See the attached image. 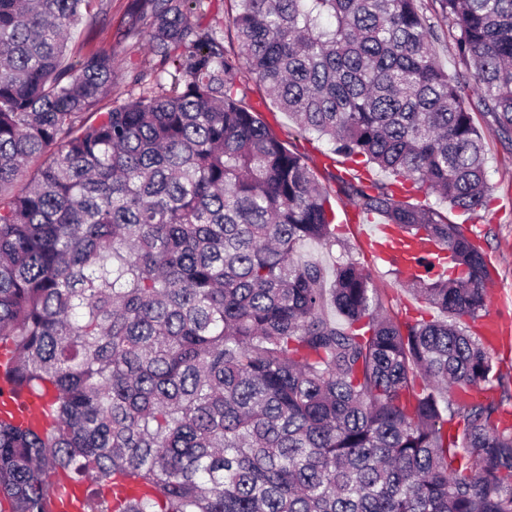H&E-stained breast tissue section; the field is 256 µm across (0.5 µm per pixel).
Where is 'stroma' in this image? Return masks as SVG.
Segmentation results:
<instances>
[{"label":"stroma","instance_id":"stroma-1","mask_svg":"<svg viewBox=\"0 0 512 512\" xmlns=\"http://www.w3.org/2000/svg\"><path fill=\"white\" fill-rule=\"evenodd\" d=\"M131 0H91L90 13L71 45L72 59L79 60L102 49H113L116 72L114 96L123 98L134 88L137 75H148L159 70L158 57L151 55L142 40L129 34ZM251 103L262 119L290 150L304 154L320 180L336 174L348 173L350 165L341 156L332 154L328 142L314 133L298 130L287 113L281 112L264 90L251 88ZM475 123L482 130L487 158V178L494 187L491 209L478 218H467L459 212L448 217L463 225L467 234L478 237L495 268V286L489 291V313L501 322L512 325V149L488 130L482 115H475ZM339 227L341 245L332 253H325L319 245L305 244L303 252L320 260L324 267L333 261L352 260L368 270L388 313L404 320L418 316L423 304L399 281L382 260L366 253L361 243L359 213L354 200L342 195L330 198Z\"/></svg>","mask_w":512,"mask_h":512}]
</instances>
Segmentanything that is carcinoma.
<instances>
[{"label":"carcinoma","instance_id":"carcinoma-1","mask_svg":"<svg viewBox=\"0 0 512 512\" xmlns=\"http://www.w3.org/2000/svg\"><path fill=\"white\" fill-rule=\"evenodd\" d=\"M132 0L164 71L112 98V49L70 42L90 0H0V512H49V478L145 488L119 512H512V378L467 321L492 270L444 211H487V118L512 146V0ZM232 46L224 47V35ZM450 46L460 68L438 61ZM389 182L334 175L360 215L425 236L459 271L407 286L400 321L341 244L332 189L247 101ZM475 100L464 104L465 89ZM83 512H113L89 491ZM209 3V0H205L204 10L206 15L202 20L203 26L225 27V18L234 9V2L230 0H223V2L213 1L208 6ZM0 385L4 392L1 400L5 401V406H2V409L6 408L16 415H22L29 420H33L41 424L44 422L42 404L39 400L30 396H22L20 400L9 399L6 394L7 388L3 384Z\"/></svg>","mask_w":512,"mask_h":512}]
</instances>
